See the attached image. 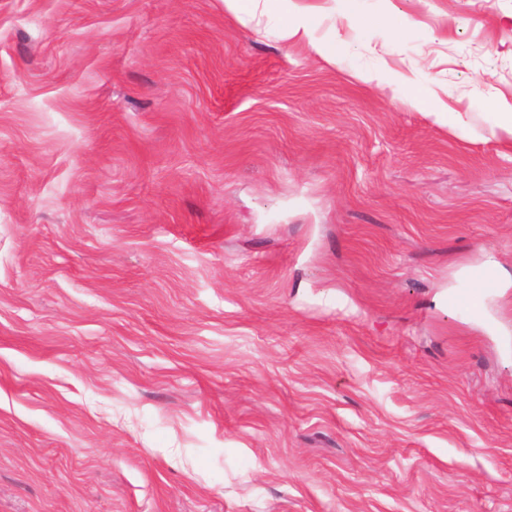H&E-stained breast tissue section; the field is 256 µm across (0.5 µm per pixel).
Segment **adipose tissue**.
Returning a JSON list of instances; mask_svg holds the SVG:
<instances>
[{
  "label": "adipose tissue",
  "instance_id": "ef3b65f1",
  "mask_svg": "<svg viewBox=\"0 0 512 512\" xmlns=\"http://www.w3.org/2000/svg\"><path fill=\"white\" fill-rule=\"evenodd\" d=\"M225 12L233 15L270 13L285 11L286 18L282 25L283 37L308 40L312 49L325 60H332L336 54V47L330 43L314 41L312 27L315 22L314 14L303 13L294 0H224Z\"/></svg>",
  "mask_w": 512,
  "mask_h": 512
}]
</instances>
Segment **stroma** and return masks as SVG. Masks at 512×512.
<instances>
[{
	"instance_id": "1",
	"label": "stroma",
	"mask_w": 512,
	"mask_h": 512,
	"mask_svg": "<svg viewBox=\"0 0 512 512\" xmlns=\"http://www.w3.org/2000/svg\"><path fill=\"white\" fill-rule=\"evenodd\" d=\"M295 3L0 0V512H512V0ZM284 10L286 18L282 24V38L288 37L298 40L305 39L311 48L327 61H331L336 54V47L330 43H319L313 38L312 27L316 14H304L292 0H224V11L233 15L256 14L261 15L273 11ZM436 120L448 125L454 132L463 137H469L474 133L470 121V115L466 112H432Z\"/></svg>"
}]
</instances>
